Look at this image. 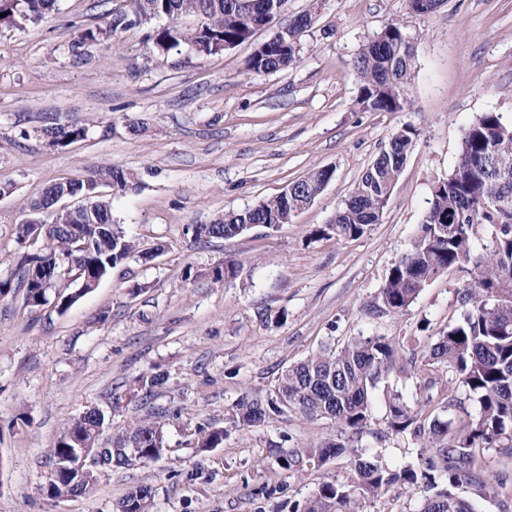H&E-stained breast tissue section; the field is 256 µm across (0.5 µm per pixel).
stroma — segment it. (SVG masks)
Here are the masks:
<instances>
[{
    "instance_id": "35a3bbf8",
    "label": "stroma",
    "mask_w": 512,
    "mask_h": 512,
    "mask_svg": "<svg viewBox=\"0 0 512 512\" xmlns=\"http://www.w3.org/2000/svg\"><path fill=\"white\" fill-rule=\"evenodd\" d=\"M117 4L56 0L41 20L0 28V180L14 185L0 198V278L19 258L22 207L50 183L83 178L98 164L139 177L113 198L114 223L145 247L166 245L152 261L113 269L62 312L51 304L29 310L18 293L0 297V512H114L139 486L151 489L150 512H289L290 501L350 471L347 457L301 477L275 461L278 450L327 436L328 421L289 412L230 433L205 453L195 449L194 430L229 424L244 391L270 392L323 343L377 334L423 346L460 319L468 268L429 282L400 317L382 311L380 291L423 221L433 183L452 170L465 127L484 112L512 120V0H445L428 15L407 0H322L300 63L269 74L245 66L268 27L206 58L157 57L142 27L74 55L79 33L102 25ZM395 21L415 48L413 104L359 111L352 60ZM51 115L85 124V139L49 145L38 129ZM403 127L415 130L414 146L381 222L355 240L320 234ZM321 167L333 168V179L278 230L208 242L186 232ZM231 259L243 262L237 277L211 284L208 270ZM146 373L166 378L148 399L131 390ZM372 403L365 443L387 462H415L414 439L384 432V388ZM92 407L108 419L106 440L135 418L165 411L166 451L103 471L90 494H40L55 439ZM485 461L509 483L482 495L465 481L457 494L474 512H512V458L490 448Z\"/></svg>"
}]
</instances>
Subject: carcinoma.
Returning a JSON list of instances; mask_svg holds the SVG:
<instances>
[{"label":"carcinoma","instance_id":"cac0c4a2","mask_svg":"<svg viewBox=\"0 0 512 512\" xmlns=\"http://www.w3.org/2000/svg\"><path fill=\"white\" fill-rule=\"evenodd\" d=\"M56 0H0V25L35 22L53 11ZM288 0H128L103 28L83 31L75 48L148 26L150 15L162 13L168 24L146 33L151 51L162 57L195 48L200 57L222 54L250 37L255 23L272 25L286 10ZM199 18L198 26L185 28L180 19ZM313 25L288 30V35L265 41L246 61L256 74L279 71L300 61L301 39ZM415 54L405 45L403 24L392 22L369 37L352 65L358 79L355 103L363 112H403L410 108L408 93ZM51 144L67 147L86 137V127L54 117L42 126ZM416 132L404 127L355 184L324 231L339 240L362 236L380 221L389 189L404 165ZM333 173L325 168L308 171L292 183L288 194H279L241 212H227L211 224L187 228L201 239H228L248 231L258 222L289 224L296 212L321 194ZM136 175L117 166L97 165L81 179H60L47 186L28 209L52 208L54 196L71 194L86 206L80 224L15 225L19 246L34 239L36 251L22 252L14 276L0 280V295L22 293L24 304L38 310L50 303L65 310L75 302L73 292L91 290L118 265L149 260L148 251L112 223V196L134 185ZM107 182L112 194L87 195L85 184ZM472 264V282L460 296L462 318L439 332L420 356L400 358L401 343L387 336H356L341 346L326 344L286 368L275 389L266 394L246 391L233 405L232 427H256L275 416L298 412L331 422L330 436L307 448L279 454L285 470L302 471L322 466L339 456H352L348 477L326 480L291 512H370L373 503L414 487L426 495L415 512H472L468 501L451 491L466 478L484 489L505 482L487 475L483 450L502 448L512 455V122L498 112H483L464 129L462 145L448 176L432 187L429 207L408 250L391 268L380 292L385 311L402 315L427 283L454 268ZM242 261L232 259L209 272L212 284L223 286L236 275ZM461 339H456V336ZM394 376L413 381L412 398L391 388L384 423L387 432L408 434L419 445L418 462L389 464L365 443L363 434L373 420L370 395L379 383ZM160 374L136 380V392L149 397L162 385ZM451 385L473 398L474 412L455 420L431 416L434 391ZM105 426V415L89 408L61 432L53 444L52 467L39 491L57 498L67 490L79 496L98 484L99 470L81 479L70 476L65 461L84 444L95 446ZM197 448L208 451L224 444L226 430L196 429ZM165 449L160 422L138 419L112 436L109 467H123L134 459L153 460ZM151 492L146 487L129 491L117 501L115 512H146Z\"/></svg>","mask_w":512,"mask_h":512}]
</instances>
